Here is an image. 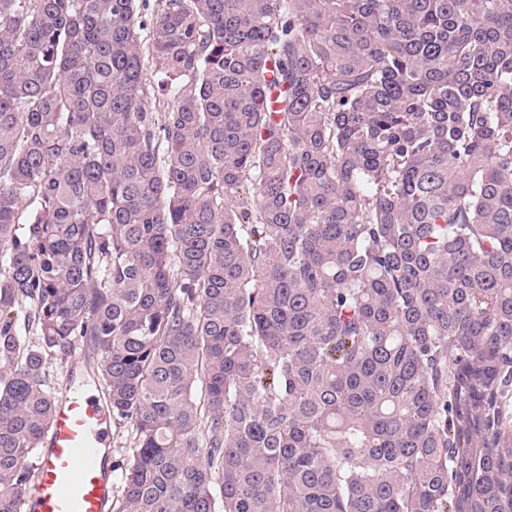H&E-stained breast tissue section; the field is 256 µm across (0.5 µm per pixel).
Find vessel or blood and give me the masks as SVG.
I'll use <instances>...</instances> for the list:
<instances>
[{
    "instance_id": "1",
    "label": "vessel or blood",
    "mask_w": 512,
    "mask_h": 512,
    "mask_svg": "<svg viewBox=\"0 0 512 512\" xmlns=\"http://www.w3.org/2000/svg\"><path fill=\"white\" fill-rule=\"evenodd\" d=\"M111 415L79 371L65 376L30 494L33 512H108L116 489L106 465Z\"/></svg>"
}]
</instances>
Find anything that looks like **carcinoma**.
<instances>
[{
    "label": "carcinoma",
    "mask_w": 512,
    "mask_h": 512,
    "mask_svg": "<svg viewBox=\"0 0 512 512\" xmlns=\"http://www.w3.org/2000/svg\"><path fill=\"white\" fill-rule=\"evenodd\" d=\"M80 356L112 512H512V0H0V512Z\"/></svg>",
    "instance_id": "carcinoma-1"
}]
</instances>
